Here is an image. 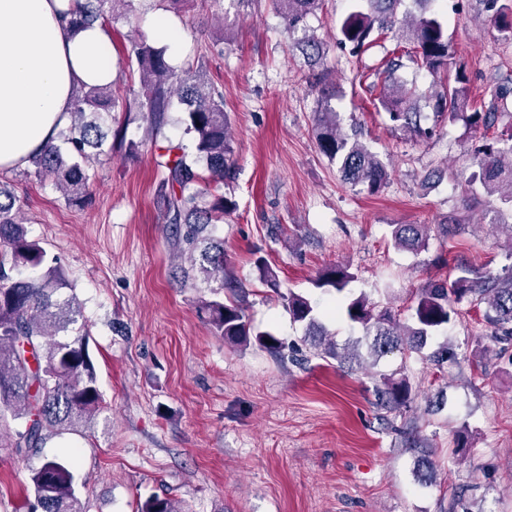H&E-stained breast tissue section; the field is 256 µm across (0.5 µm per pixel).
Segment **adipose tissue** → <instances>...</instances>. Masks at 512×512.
<instances>
[{
    "mask_svg": "<svg viewBox=\"0 0 512 512\" xmlns=\"http://www.w3.org/2000/svg\"><path fill=\"white\" fill-rule=\"evenodd\" d=\"M76 0H0V170L25 167L70 122L77 86L113 77L99 23L72 31Z\"/></svg>",
    "mask_w": 512,
    "mask_h": 512,
    "instance_id": "ef3b65f1",
    "label": "adipose tissue"
}]
</instances>
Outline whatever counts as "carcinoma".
Listing matches in <instances>:
<instances>
[{"mask_svg":"<svg viewBox=\"0 0 512 512\" xmlns=\"http://www.w3.org/2000/svg\"><path fill=\"white\" fill-rule=\"evenodd\" d=\"M123 4L125 14L134 12V0H84L70 20L75 30L106 15L104 5ZM326 0H274L275 10L290 33L305 29L307 18L323 9ZM356 6L344 17L341 43L358 54L376 37L393 34V57L384 63L371 84L387 119L403 131L429 138L434 127L425 125L427 116L420 102L432 106L448 123L462 122L471 134L466 152L472 170L466 185L478 187L488 198L512 210V133L488 139V133L505 115L512 119V73H499L489 90V99L474 104L470 80L457 65L447 30L429 9L435 0H412L420 13L397 14L405 0H354ZM481 12L501 38L512 40V0H476ZM292 47L311 71L321 98L314 112L317 145L329 162L337 165L343 180L371 195L382 192L389 172L379 155L363 140L355 125L344 129L328 100L336 89L327 82L323 63L326 44L314 34L294 41ZM129 57L138 66L140 112L151 136H158L168 121L172 98L184 105V133L191 136L194 152L187 145L167 142L157 146L167 174L159 183L169 239L181 256L172 278L184 288L211 289V297L201 298L198 313L217 336L231 346L253 342L276 353L284 343L269 332H256L238 297L244 285L230 272L224 253V238L214 234L215 224L236 210L235 201L224 196V179L229 177L233 147L229 116L224 111V94L206 82L194 66L177 69L167 57L166 48L146 41L131 42ZM418 63L431 73L444 75L441 90L429 94L396 77L401 59ZM124 108L112 94V86L74 90L70 125L58 133L67 145L61 150L51 145L34 156V174L50 181L70 204H81L91 194L89 167L102 154L105 139L104 117ZM430 226L395 224L391 240L398 249L419 253L427 247ZM259 280L279 298L293 321L303 325L313 355L340 364L362 362L360 348L377 362L385 355L420 352L434 336L459 315L457 305L466 302L482 309V321L496 341L512 339V265L498 273H480L459 263L455 275L428 281L418 289L407 319L387 306L371 301L361 293L342 302L347 319L362 329V336L338 347L336 333L320 321L317 306L310 298L292 291H281L267 260H254ZM357 276L340 265L319 273L317 288L330 287L343 292ZM70 287L55 258H48L40 243L28 236L19 200L0 183V448L26 456L43 447L53 435L82 434L103 408L98 378L87 349L88 329L80 321L76 294L64 295ZM229 298H221V294ZM426 360L440 372L459 362L458 353L447 344L433 350ZM377 406L400 411L411 406L412 385L380 375L376 383ZM421 482H431L436 471L421 454L415 471ZM470 487L462 486L454 497L451 512H473L468 502ZM15 512H86L76 491V478L65 459L46 460L29 476L27 493ZM137 512H182L179 503L167 496L154 495L140 503Z\"/></svg>","mask_w":512,"mask_h":512,"instance_id":"obj_1","label":"carcinoma"}]
</instances>
